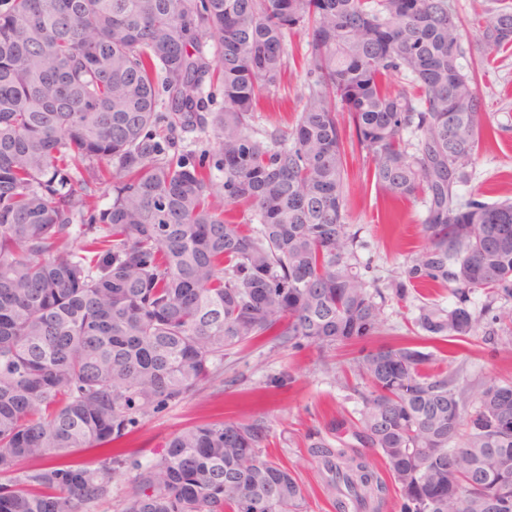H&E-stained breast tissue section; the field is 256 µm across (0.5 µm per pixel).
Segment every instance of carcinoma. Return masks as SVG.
Here are the masks:
<instances>
[{
	"instance_id": "obj_1",
	"label": "carcinoma",
	"mask_w": 512,
	"mask_h": 512,
	"mask_svg": "<svg viewBox=\"0 0 512 512\" xmlns=\"http://www.w3.org/2000/svg\"><path fill=\"white\" fill-rule=\"evenodd\" d=\"M476 23L486 58L512 46V9ZM299 27L302 110L263 140L255 112ZM463 57L452 0H0V512H87L125 466L122 512H304L256 419L185 427L145 465L65 458L184 401L261 336L322 350L380 333L346 224L347 142L386 195L425 196L428 244L392 295L431 283L458 304L420 307L424 336L476 335L474 291L512 299V202L457 192L488 129ZM399 73L419 93L390 92ZM208 128L219 183L207 153L173 150L177 130ZM430 360L410 343L348 352L357 416L308 445L336 512H378L390 485L400 512H512V384L473 396Z\"/></svg>"
}]
</instances>
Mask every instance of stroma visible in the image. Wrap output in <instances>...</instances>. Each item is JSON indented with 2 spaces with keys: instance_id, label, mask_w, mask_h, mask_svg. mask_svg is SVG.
<instances>
[{
  "instance_id": "1",
  "label": "stroma",
  "mask_w": 512,
  "mask_h": 512,
  "mask_svg": "<svg viewBox=\"0 0 512 512\" xmlns=\"http://www.w3.org/2000/svg\"><path fill=\"white\" fill-rule=\"evenodd\" d=\"M453 4L464 23L462 64L478 66L477 91L494 126L493 133L483 137L470 167L471 178L459 186L458 193L489 204L501 202L512 198V49L493 62H483L476 21L486 11L512 9V0H453ZM307 50L306 31L294 30L287 38L281 81L259 104V133L294 125L302 109L298 95ZM346 160L347 222L357 234V268L384 290L426 245L421 231L426 206L419 197L394 200L379 191L362 155L351 152ZM429 303L450 308L456 299L438 285L417 288L403 302L386 298L381 309L382 341L414 339L412 322L420 307ZM417 342L432 355L428 371L459 373L472 392L494 381L512 380L510 350L489 351L477 337L465 342ZM344 360L341 347L291 349L280 347L273 337H260L225 356L215 378L203 383L190 399L150 411L120 448L126 456L147 464L181 428L210 421L259 419L269 429L265 456L295 469L306 489V512H335L324 488L322 467L308 454L307 446L311 434L323 430L331 417L353 413L360 406L357 396L344 385ZM283 373L291 375V384L269 387V379Z\"/></svg>"
}]
</instances>
